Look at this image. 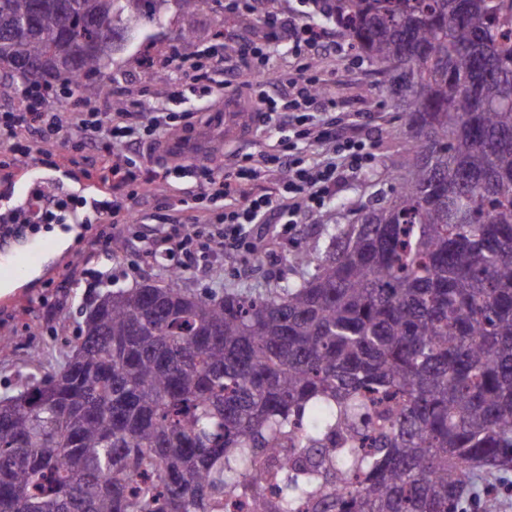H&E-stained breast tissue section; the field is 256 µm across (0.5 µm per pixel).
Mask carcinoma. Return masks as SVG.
I'll return each mask as SVG.
<instances>
[{"instance_id": "carcinoma-1", "label": "carcinoma", "mask_w": 512, "mask_h": 512, "mask_svg": "<svg viewBox=\"0 0 512 512\" xmlns=\"http://www.w3.org/2000/svg\"><path fill=\"white\" fill-rule=\"evenodd\" d=\"M169 0H44L0 96L90 77ZM33 0H0V31ZM407 115L399 188L266 294L96 293L54 375L0 398V512H468L512 472V0H330ZM37 59L41 76L19 61Z\"/></svg>"}]
</instances>
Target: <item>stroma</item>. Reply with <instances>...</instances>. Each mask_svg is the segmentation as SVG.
I'll return each mask as SVG.
<instances>
[{
    "label": "stroma",
    "mask_w": 512,
    "mask_h": 512,
    "mask_svg": "<svg viewBox=\"0 0 512 512\" xmlns=\"http://www.w3.org/2000/svg\"><path fill=\"white\" fill-rule=\"evenodd\" d=\"M233 28L239 37L253 38L255 21L225 16L213 5H202L184 11L169 4L165 21L148 23L114 56L107 92H100L95 81H87L75 89V97L89 103H101L103 97L120 102L141 101L143 110L151 106L167 90L169 75L160 61L171 46L185 38L195 45L211 41L223 28ZM318 66L328 79V91L336 99L335 111L326 113L333 122L353 117L360 137L371 145L373 159L362 171L347 175L329 196L322 211L306 213L295 237L275 231L274 224H260L254 229L255 252L240 257L230 252H215L192 268L175 253L163 263L145 262L138 254L151 248L146 236L131 237L122 253L112 251L111 225L97 224L81 203L86 195L79 184L68 179L70 165L57 162L61 145L34 144V161L28 162L18 183H0V196L25 202L27 191L45 178L59 181V195L68 197L70 209L66 218L55 225H45L36 232L20 236L15 252L34 241L51 242L41 266L0 286V396L14 393L33 373L44 375L57 370L64 360L68 341L79 334L82 321L81 303L94 286L93 273L108 268L112 283L132 287L149 280L166 282L171 268L184 267V287L198 292L263 293L284 288L297 279L294 257L302 252L327 245L331 235L355 223L358 210L389 197L397 188V174L405 159L404 134L407 116L392 104L390 82L380 74L366 56L350 59L338 53H324ZM224 88L212 85L208 91L196 92L183 104L172 121L174 136L193 139L207 124L219 123ZM198 187L193 178L172 176L158 180L148 191L144 208L158 220L170 218L169 204L181 198H192Z\"/></svg>",
    "instance_id": "stroma-1"
}]
</instances>
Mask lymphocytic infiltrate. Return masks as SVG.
Instances as JSON below:
<instances>
[{
    "instance_id": "lymphocytic-infiltrate-1",
    "label": "lymphocytic infiltrate",
    "mask_w": 512,
    "mask_h": 512,
    "mask_svg": "<svg viewBox=\"0 0 512 512\" xmlns=\"http://www.w3.org/2000/svg\"><path fill=\"white\" fill-rule=\"evenodd\" d=\"M309 2L295 0L294 7L285 13L271 10L258 14V24L266 32L262 40H244L228 29L193 54L172 49L162 61L170 79L166 102L150 112L137 107L113 113L100 109L85 112L75 100L71 113L63 114L39 94H31L24 108L0 113V150L8 158L0 165V176L7 180L15 177L16 165L31 157L28 137L32 134L46 144H64L65 159L70 163L76 154L97 151L94 180L107 195L96 213L97 222L143 224L146 218L139 208L140 200L159 173L141 171L128 156V149L159 143L168 129L173 103L185 99L203 81L231 85L240 66L245 65L257 75L253 99L261 119L267 123L281 119L288 138L277 139L260 153L241 155L232 171L200 168L198 201L218 204L219 212L202 214L195 203L178 200L173 208L181 214L180 223L157 225L153 247L142 257L154 258L160 249L179 251L190 264L198 255L218 250L246 257L254 252V226L273 214L279 217L280 234L292 233L301 211L322 208L345 173L361 170L372 159L362 138L348 127L326 123L323 118L324 113L335 110L336 101L320 92L325 80L317 71L315 53L331 47L332 42L324 27L307 22ZM283 39L288 42L293 63L289 70L274 72L267 50ZM327 141L335 145L334 157L305 161L295 155L299 143ZM270 167L283 171L284 177L276 188L267 191L258 188L257 181Z\"/></svg>"
}]
</instances>
